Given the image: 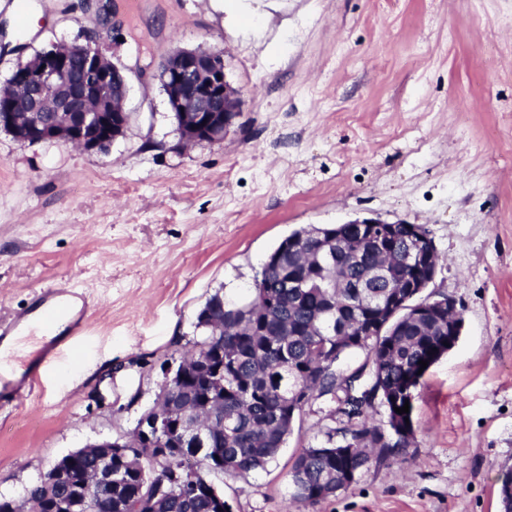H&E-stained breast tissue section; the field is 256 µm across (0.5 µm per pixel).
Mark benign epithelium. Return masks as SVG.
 <instances>
[{
  "label": "benign epithelium",
  "mask_w": 512,
  "mask_h": 512,
  "mask_svg": "<svg viewBox=\"0 0 512 512\" xmlns=\"http://www.w3.org/2000/svg\"><path fill=\"white\" fill-rule=\"evenodd\" d=\"M159 80L169 108L178 114L182 142L187 146L215 142L219 127L229 128L239 112L240 94L227 80L223 53L178 48L162 65ZM128 92L122 67L109 61L91 33L68 45L52 44L20 62L12 76L0 84V125H7L26 143L59 141L87 152H99L109 141L120 137L127 124L124 107ZM51 116H46V113ZM369 228L368 237L383 253L395 252L389 243L383 220L365 217L350 220ZM414 247L401 257V264L413 269V276L388 280L392 295L388 314L396 315L410 300L415 315L423 316L444 303L454 307L453 298L441 294L423 295L433 283L438 263L429 234L415 225ZM416 387L383 392L385 406L413 402ZM171 415L152 416L141 422L135 448H166L169 437L188 428L200 434L194 421L180 416L176 425Z\"/></svg>",
  "instance_id": "obj_1"
}]
</instances>
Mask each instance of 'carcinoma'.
I'll use <instances>...</instances> for the list:
<instances>
[{
  "mask_svg": "<svg viewBox=\"0 0 512 512\" xmlns=\"http://www.w3.org/2000/svg\"><path fill=\"white\" fill-rule=\"evenodd\" d=\"M316 232L308 225L294 232L295 245L279 244L256 279L252 301L230 305L217 291L202 307L205 315L196 317L182 405L224 430L204 440L180 433L163 456L141 448L128 460L111 448H84L54 465L67 473L65 483L51 484L46 475L30 487L28 501L41 512H71L85 498L84 512H147L158 495L159 512H219L224 492L214 479L266 469L285 447L295 415L326 394H342L349 426L339 436L327 429L325 442L297 454L289 473L292 502L314 506L336 495L329 484L339 474L354 476L373 462L400 458L414 444L413 424L405 422L412 413L377 421L367 412L369 394L418 382L419 361L432 365L448 352L442 331L448 310L436 317L403 315L385 334L339 335L338 325L386 320L390 290L385 279L371 277L380 258L375 245L361 244L357 225L327 229L335 240L329 251L339 256L334 263L313 259L323 245ZM333 279L336 287H327ZM291 280L312 285L290 288ZM358 352L366 361L353 374L332 369L340 355ZM364 374L371 387L358 396L355 382ZM106 457L112 462L110 497L85 482L86 472Z\"/></svg>",
  "mask_w": 512,
  "mask_h": 512,
  "instance_id": "cac0c4a2",
  "label": "carcinoma"
}]
</instances>
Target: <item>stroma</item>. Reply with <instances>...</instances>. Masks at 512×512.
I'll return each mask as SVG.
<instances>
[{"label": "stroma", "instance_id": "stroma-1", "mask_svg": "<svg viewBox=\"0 0 512 512\" xmlns=\"http://www.w3.org/2000/svg\"><path fill=\"white\" fill-rule=\"evenodd\" d=\"M92 31L127 69L130 124L107 151L0 130V318L46 287L86 297V335L0 407V497L63 455L126 435L207 298L242 305L295 230L380 217L424 225L431 291L463 314L423 376L415 444L314 512H501L512 467V0H0V82ZM220 51L241 112L184 146L157 78L177 48ZM311 400L267 469L222 488L234 512H282L302 449L344 428Z\"/></svg>", "mask_w": 512, "mask_h": 512}]
</instances>
